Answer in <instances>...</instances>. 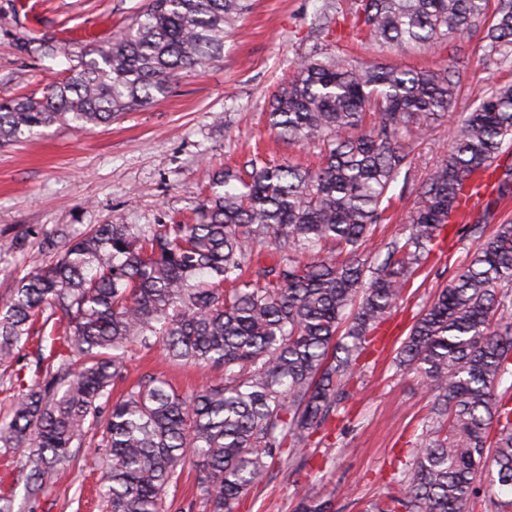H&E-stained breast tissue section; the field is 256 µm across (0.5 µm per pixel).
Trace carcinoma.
Instances as JSON below:
<instances>
[{"instance_id":"carcinoma-1","label":"carcinoma","mask_w":512,"mask_h":512,"mask_svg":"<svg viewBox=\"0 0 512 512\" xmlns=\"http://www.w3.org/2000/svg\"><path fill=\"white\" fill-rule=\"evenodd\" d=\"M248 0H149L121 36L53 83L41 99L0 102V144L57 123L95 128L165 96L178 72L224 56ZM488 0H347L378 45L432 53L486 22ZM512 52V0H497L485 35ZM460 79L334 56L302 61L269 102L287 144L312 143L317 168L254 157L212 178L193 224H94L48 241L52 261L24 269L0 302V366L29 350L31 383L0 419V447L17 457L36 505L101 431L96 449L108 512H164L184 468H198L206 512H233L275 459L305 466L312 435L348 398V381L376 332L404 301L435 241L462 208L464 181L488 175L512 197V84L482 93L456 121L448 155L417 183L405 233L367 269L359 249L385 220L389 190L410 168L422 114L441 115ZM273 249L265 252L266 243ZM344 255L342 261L336 254ZM301 256L313 261L303 264ZM160 346L170 362L221 371L189 396L157 376L118 399L131 347ZM432 394L413 462L366 512H468L496 474L512 494V221L478 237L470 260L426 307L397 354ZM295 512H333L310 486Z\"/></svg>"}]
</instances>
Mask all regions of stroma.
<instances>
[{"instance_id": "stroma-1", "label": "stroma", "mask_w": 512, "mask_h": 512, "mask_svg": "<svg viewBox=\"0 0 512 512\" xmlns=\"http://www.w3.org/2000/svg\"><path fill=\"white\" fill-rule=\"evenodd\" d=\"M145 0H0V100L42 97L83 50L110 41L128 27ZM64 43V58L41 44ZM483 32L449 40L425 55L407 46L378 50L360 39L336 13V0H252L224 42V56L195 71H181L166 97L90 131L56 124L37 135L0 146V237L18 238L20 249L0 257V299L18 271L47 261L57 230L89 224H168L190 218L206 194L209 175L243 164L254 150L282 163L316 160L308 144L277 141L268 128L269 100L281 81L310 55L351 56L402 69L449 67L462 76L449 116L473 109L479 91L512 82V64L486 54ZM423 117L412 143L410 174L425 177L450 144L448 118ZM390 221L376 225L361 247L367 265L382 262L386 245L402 233L417 202L410 187L395 183ZM495 227L452 224L437 239L428 275L384 324L379 350L363 358L347 390L343 416L312 436L308 463L291 471L271 466L267 483L248 492L235 512H295L309 485L332 495L336 512H361L382 494L395 473L413 460V448L431 406L416 373L394 358L415 316L464 267L478 234ZM124 393L141 376L164 374L188 393L216 371L170 365L160 348H134ZM94 443L80 449L32 512H105L99 499Z\"/></svg>"}]
</instances>
